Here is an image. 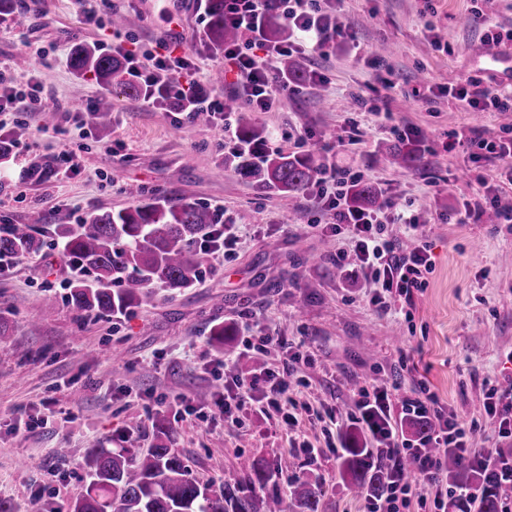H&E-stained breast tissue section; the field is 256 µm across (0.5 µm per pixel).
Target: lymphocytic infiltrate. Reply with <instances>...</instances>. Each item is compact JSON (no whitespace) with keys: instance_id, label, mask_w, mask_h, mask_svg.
Returning <instances> with one entry per match:
<instances>
[{"instance_id":"lymphocytic-infiltrate-1","label":"lymphocytic infiltrate","mask_w":512,"mask_h":512,"mask_svg":"<svg viewBox=\"0 0 512 512\" xmlns=\"http://www.w3.org/2000/svg\"><path fill=\"white\" fill-rule=\"evenodd\" d=\"M272 10L279 11L317 50L340 29L335 10L325 9L322 0H224L225 23L236 27L243 35L242 41L225 47L224 72L230 75L241 103L256 112L271 111L281 92L288 87L287 80L268 63L270 56L290 52L289 47L269 42L264 37L262 21ZM112 51L124 58L127 76L142 87L143 99L149 105L165 108L186 119L203 110L226 124L228 116L223 96L198 93L195 66L188 54H176L164 43L156 46L146 62L120 45L113 46ZM448 95L470 111L512 112V93H494L475 83L449 87ZM48 107L39 83H28L26 89L19 90L12 86L6 73L0 71V112H42ZM359 178V173L333 166L320 172L315 189L324 205L326 226L332 235L349 234L360 271L380 286L373 299L375 306L386 309V297L392 293L398 294L404 302H411L414 292L425 287V276L432 270L428 244L422 241L411 250H401L398 242L386 232L385 212L347 207V186ZM287 393V378L268 370L248 380H237L234 388L218 394L213 404L229 416L233 411L254 405L259 399L263 405L257 407L258 412L264 416L269 408L278 406ZM398 411L417 420L435 417L438 428L416 443L400 438L394 419ZM353 418L364 425L379 444V454L390 470L398 469L404 455L418 457L422 480L432 491L434 505L439 510L444 506L443 490L448 478L438 458L424 454V447L450 448L469 461L486 466L491 463L490 456L470 448V429L448 412L437 395L426 387L422 388L420 397L404 402L397 410L392 407L388 387L362 388Z\"/></svg>"}]
</instances>
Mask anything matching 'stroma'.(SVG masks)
Wrapping results in <instances>:
<instances>
[{"instance_id":"35a3bbf8","label":"stroma","mask_w":512,"mask_h":512,"mask_svg":"<svg viewBox=\"0 0 512 512\" xmlns=\"http://www.w3.org/2000/svg\"><path fill=\"white\" fill-rule=\"evenodd\" d=\"M147 2V18L133 0H98L92 20L75 0H19L25 26L0 18V69L17 87L39 82L54 116L49 124L40 112H0V134L16 143L0 164L10 184L0 192V225H33L45 241L0 273V499L17 512L34 497L45 512H67L88 481V449L142 452L163 428L192 478L218 486L241 478L243 457L262 458L279 491L307 476L321 482L325 512H366V499L340 477L341 443L359 390L394 379V403L428 386L472 428L471 447L512 463V431L484 409L489 390L512 393V223L457 221L490 185L512 207V184L496 179L500 160L458 144L512 139V112H465L441 93L473 81L512 91V41L484 37L512 32V0H338L336 37L275 63H294L305 81L289 84L275 111L232 115L234 128L277 137L280 153L361 172L383 200L417 217L432 271L412 304L385 313L351 259L337 260L348 240L311 224L310 194L289 199L241 176L212 121L175 125L167 110L73 72L77 43L101 54L120 42L153 51L167 2ZM183 2L180 51L192 54L204 92L234 97L230 83L214 80L224 55L204 44L208 16L197 0ZM121 13L126 26L113 28ZM375 55L382 67L372 66ZM93 104L109 112L103 129L91 124ZM404 129L414 130L417 152L395 169L388 148ZM64 149L77 152L78 171L57 168ZM45 161L51 176L30 180L28 165ZM131 185L146 201L223 209L240 226L235 257L202 253L192 288L126 312L79 311L69 286L91 274H71L59 232L91 211L129 207ZM218 324L232 326L229 344L213 342ZM265 334L287 347L260 346ZM288 361L297 432L277 428L274 410L265 421L246 411L227 420L196 399ZM31 418L40 426L29 432ZM58 448L67 456H55Z\"/></svg>"}]
</instances>
